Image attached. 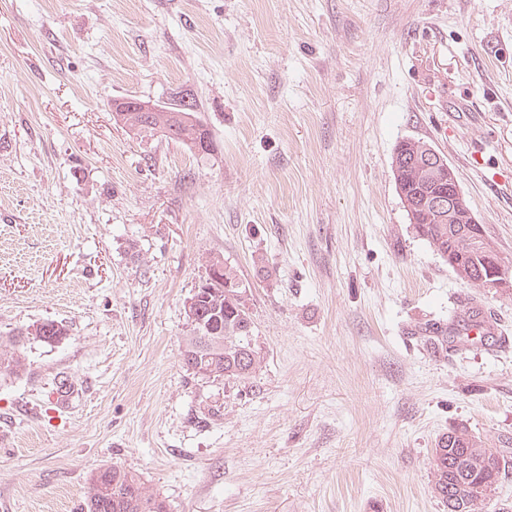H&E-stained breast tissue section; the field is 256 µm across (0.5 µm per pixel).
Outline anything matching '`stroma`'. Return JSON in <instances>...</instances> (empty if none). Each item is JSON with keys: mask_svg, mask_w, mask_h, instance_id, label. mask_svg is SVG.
<instances>
[{"mask_svg": "<svg viewBox=\"0 0 512 512\" xmlns=\"http://www.w3.org/2000/svg\"><path fill=\"white\" fill-rule=\"evenodd\" d=\"M185 95L212 154L113 122ZM405 138L512 260V0H0V339L68 330L0 375V512H81L112 463L170 512H446L438 437L512 443V296L415 232ZM216 256L243 382L180 356ZM467 307L490 344L425 334Z\"/></svg>", "mask_w": 512, "mask_h": 512, "instance_id": "obj_1", "label": "stroma"}]
</instances>
